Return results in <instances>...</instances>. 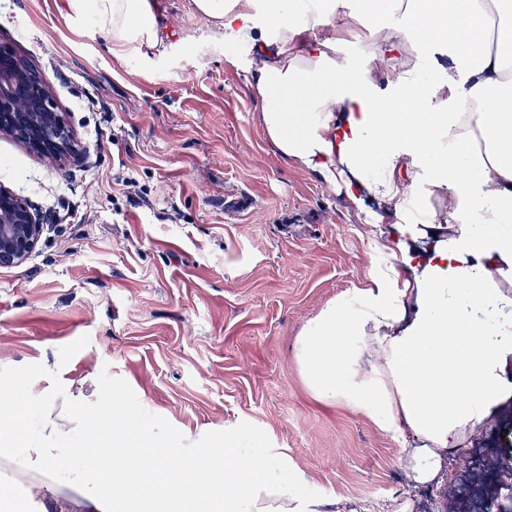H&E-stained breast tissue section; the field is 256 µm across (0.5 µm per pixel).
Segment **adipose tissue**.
I'll return each mask as SVG.
<instances>
[{
  "mask_svg": "<svg viewBox=\"0 0 512 512\" xmlns=\"http://www.w3.org/2000/svg\"><path fill=\"white\" fill-rule=\"evenodd\" d=\"M193 0L225 37L264 47L249 84L278 152L349 199L385 211L415 209L384 244L369 285L329 301L295 340L315 400L346 404L382 431L413 436L403 468L417 485H442L448 457L512 400V0ZM121 59L160 41L151 0H68ZM377 17L356 65L345 47ZM430 76L419 81L423 52ZM450 235L419 261L414 243L435 225ZM41 389L0 373L13 406L0 409V512H28L51 490L71 489L89 512H346L290 489L288 464L243 437L202 447L170 441L146 416L112 399H87L47 375ZM34 402L25 432L13 409ZM171 448L192 482L158 493L160 459L104 475L96 464L125 433ZM224 457L223 473L199 468ZM261 479L241 486V468Z\"/></svg>",
  "mask_w": 512,
  "mask_h": 512,
  "instance_id": "obj_1",
  "label": "adipose tissue"
}]
</instances>
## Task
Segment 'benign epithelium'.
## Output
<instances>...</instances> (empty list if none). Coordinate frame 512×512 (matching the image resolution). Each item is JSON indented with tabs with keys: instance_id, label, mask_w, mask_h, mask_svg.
<instances>
[{
	"instance_id": "7a95c632",
	"label": "benign epithelium",
	"mask_w": 512,
	"mask_h": 512,
	"mask_svg": "<svg viewBox=\"0 0 512 512\" xmlns=\"http://www.w3.org/2000/svg\"><path fill=\"white\" fill-rule=\"evenodd\" d=\"M28 99L17 97L22 82ZM24 121L23 146L39 156H62L70 150L71 132L55 107L43 75L16 50L0 41V134L9 135ZM48 225L32 205L0 186V267L18 266L37 249Z\"/></svg>"
}]
</instances>
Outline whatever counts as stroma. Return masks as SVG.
Masks as SVG:
<instances>
[{
    "label": "stroma",
    "instance_id": "35a3bbf8",
    "mask_svg": "<svg viewBox=\"0 0 512 512\" xmlns=\"http://www.w3.org/2000/svg\"><path fill=\"white\" fill-rule=\"evenodd\" d=\"M156 48L116 59L67 0H0V40L47 79L72 132L59 158L0 135V185L51 218L24 263L0 267V371L44 370L166 420L175 437L241 433L350 512L407 497L414 439L319 404L295 339L369 282L399 220L281 156L248 85L262 54L228 43L192 0H154ZM485 489L512 484V404Z\"/></svg>",
    "mask_w": 512,
    "mask_h": 512
}]
</instances>
